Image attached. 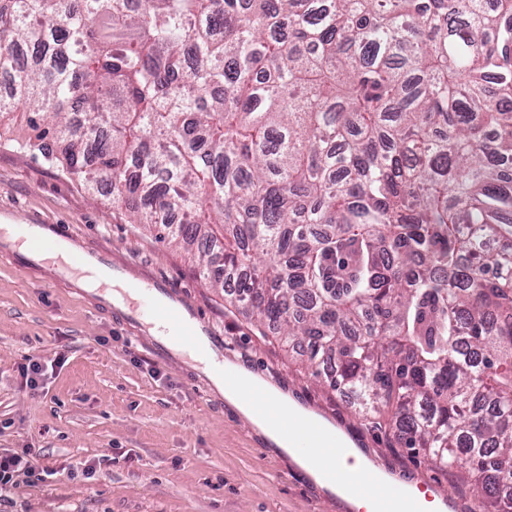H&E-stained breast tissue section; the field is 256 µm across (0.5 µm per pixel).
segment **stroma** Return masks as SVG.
<instances>
[{
  "label": "stroma",
  "instance_id": "obj_1",
  "mask_svg": "<svg viewBox=\"0 0 512 512\" xmlns=\"http://www.w3.org/2000/svg\"><path fill=\"white\" fill-rule=\"evenodd\" d=\"M29 135L21 118L0 141V209L71 225L134 276L169 281L222 334L227 360L265 368L268 383L351 436L389 476L432 480L472 512L471 490L454 470L432 468L424 452L360 420L351 398L316 385L296 354L232 312L193 255L129 223L105 187L19 148ZM153 341L95 308L72 281L49 279L47 267L0 256V452L30 451L57 472L20 484L0 512H349L223 398L198 389L193 362L157 355ZM32 356L43 366L33 389L20 375Z\"/></svg>",
  "mask_w": 512,
  "mask_h": 512
}]
</instances>
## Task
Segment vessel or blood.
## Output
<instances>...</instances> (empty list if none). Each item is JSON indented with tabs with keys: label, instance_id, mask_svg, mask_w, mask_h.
I'll use <instances>...</instances> for the list:
<instances>
[{
	"label": "vessel or blood",
	"instance_id": "vessel-or-blood-1",
	"mask_svg": "<svg viewBox=\"0 0 512 512\" xmlns=\"http://www.w3.org/2000/svg\"><path fill=\"white\" fill-rule=\"evenodd\" d=\"M9 221L11 231L0 232V254L16 263L32 267L49 253L60 255L53 266L56 279L64 280L80 271L94 274L98 285L93 291L99 308L133 325L160 327L179 342L196 347L200 354H214L215 363L198 380L204 392H216L217 381L224 378V338L214 325L202 317L186 295L165 280L134 278L129 263L113 259L106 249L90 251L66 224H43L15 210H0V222ZM121 282L120 297H113L112 285ZM413 512H423L426 504H443L444 499L429 482L417 483L409 495Z\"/></svg>",
	"mask_w": 512,
	"mask_h": 512
}]
</instances>
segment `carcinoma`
I'll list each match as a JSON object with an SVG mask.
<instances>
[{
    "mask_svg": "<svg viewBox=\"0 0 512 512\" xmlns=\"http://www.w3.org/2000/svg\"><path fill=\"white\" fill-rule=\"evenodd\" d=\"M0 73L24 149L512 512V0H0Z\"/></svg>",
    "mask_w": 512,
    "mask_h": 512,
    "instance_id": "1",
    "label": "carcinoma"
}]
</instances>
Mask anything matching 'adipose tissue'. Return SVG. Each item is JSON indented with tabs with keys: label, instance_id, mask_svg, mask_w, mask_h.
Segmentation results:
<instances>
[{
	"label": "adipose tissue",
	"instance_id": "adipose-tissue-1",
	"mask_svg": "<svg viewBox=\"0 0 512 512\" xmlns=\"http://www.w3.org/2000/svg\"><path fill=\"white\" fill-rule=\"evenodd\" d=\"M225 373L235 378L225 387V401L243 416L252 420L255 431L278 451L287 454L322 490L336 494L357 512L370 508L375 493V482L383 478V471L369 463L363 451L353 441H346L341 455L331 456L329 448H301L295 437L286 431L288 420H313L314 414L297 401L271 386L241 363L225 362ZM260 395L271 408L270 415L254 417L246 402V395Z\"/></svg>",
	"mask_w": 512,
	"mask_h": 512
}]
</instances>
